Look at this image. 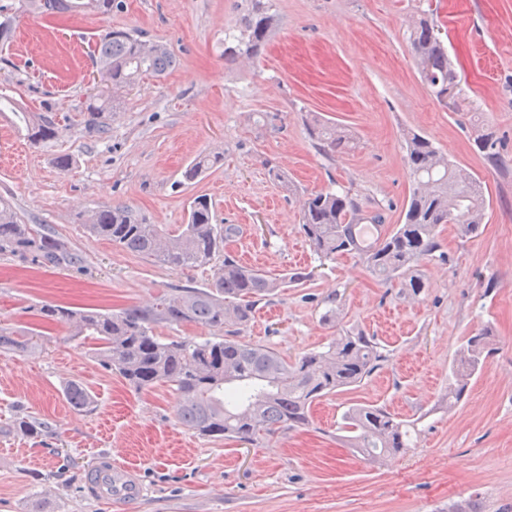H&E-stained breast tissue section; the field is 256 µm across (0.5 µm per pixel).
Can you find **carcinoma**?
I'll list each match as a JSON object with an SVG mask.
<instances>
[{"label":"carcinoma","instance_id":"carcinoma-1","mask_svg":"<svg viewBox=\"0 0 512 512\" xmlns=\"http://www.w3.org/2000/svg\"><path fill=\"white\" fill-rule=\"evenodd\" d=\"M21 11L94 12L108 15L122 7L121 0H18ZM15 16L0 4V44L9 43ZM275 18L261 0H255L239 34L229 38L224 61L253 59L265 49ZM408 40L421 80L435 99L453 112L470 111L462 96L461 77L448 58L437 21L428 10L412 17ZM96 64L107 69L112 85L129 87L146 77L159 78L175 64L167 46L152 45L126 30H111L100 37L93 50ZM116 106L109 95L92 97L85 106L89 133L104 131L102 117ZM11 112L16 123L34 144L57 135L51 116L29 112L19 104L0 99V117ZM310 138L320 152L332 155L353 145V137L320 116L307 118ZM405 161L413 187L403 222L380 232L373 241H363L356 226L366 220L381 224V215L363 216L361 205L349 192L316 191L304 200L300 231L322 261L343 253L356 254L374 274L397 282L410 295H418L423 280L412 274L425 259H445L440 251L438 226L451 222L463 236L478 234L485 216L483 182L443 154L433 142L416 132L404 136ZM499 140L488 129L474 138L476 149L498 162ZM224 160L220 152L197 156L184 171L192 182ZM84 227L126 251L153 259L171 268L198 264L215 267L211 284L203 288H176L161 296L150 310L127 308L119 313L80 311L44 302L34 307L35 316L68 326L69 339L94 341V358L106 370L118 374L137 390L159 382L170 384L179 394L180 424L212 440L233 437L254 444L278 429L309 424L314 403L330 394L359 385L387 358V350L374 336L362 330L338 333L321 351H309L290 362L277 350L261 344L216 336L203 342L162 340L153 332L160 322H194L221 329L226 324L245 326L256 304L290 283L307 281L312 273L294 269L272 276L242 265L224 252V240L234 228L214 223L207 197L193 200L188 223L178 234L168 235L157 224H149L131 208L115 206L88 214ZM33 250L45 265H78L81 255L43 230L35 231L17 221L10 204L0 199V252ZM33 329L19 333L0 328V352L25 354L37 346ZM485 329L463 343L450 367L448 407L458 405L470 379L480 372L491 353ZM63 393L78 412L94 408L95 397L76 381L64 384ZM15 435L39 438L48 433L44 422L16 413L5 427ZM341 440L354 452L374 460L405 452L409 448L407 422L379 406H352L341 416Z\"/></svg>","mask_w":512,"mask_h":512}]
</instances>
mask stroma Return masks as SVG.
I'll list each match as a JSON object with an SVG mask.
<instances>
[{
    "label": "stroma",
    "mask_w": 512,
    "mask_h": 512,
    "mask_svg": "<svg viewBox=\"0 0 512 512\" xmlns=\"http://www.w3.org/2000/svg\"><path fill=\"white\" fill-rule=\"evenodd\" d=\"M429 2L480 123L504 142V165L477 151L468 115L448 111L421 81L406 39L420 0H268L276 26L264 53L233 65L224 61V39L254 0H124L105 16L20 15L12 42L0 48V96L50 115L57 136L35 145L0 117V199L83 262L48 267L0 254V328L41 333L24 355L0 353V425L19 408L54 430L36 439L0 435V512H122L85 492L101 453L139 468L145 495L132 512H448L472 497L498 512L512 501V0ZM110 29L164 43L176 65L123 91L105 132L89 134L92 51ZM48 34L59 44L51 57L42 47ZM310 112L350 132L354 148L319 153ZM408 130L479 176L487 199L478 236L440 225L446 258L415 267L425 282L416 297L379 281L357 257L320 262L299 229L305 195L328 188L382 210L386 225L401 223L412 189ZM203 152L224 160L185 181L184 169ZM60 154L72 157L69 170L57 168ZM199 195L211 200L215 223L234 227L227 251L254 256L273 275L313 272L224 335L295 357L343 327L376 336L389 353L359 386L317 401L309 426L254 445L187 430L171 386L134 390L70 341L67 327L32 312L42 302L143 309L173 288L211 283V266H162L84 227L92 210L128 206L174 231ZM330 307L338 326L322 319ZM485 327L495 352L462 401L446 408L449 367ZM71 380L94 394L93 412L66 402L62 387ZM354 405L409 421L408 451L382 463L353 454L337 426Z\"/></svg>",
    "instance_id": "obj_1"
}]
</instances>
